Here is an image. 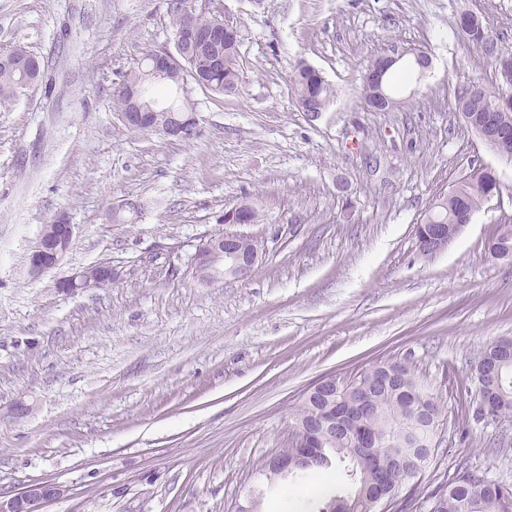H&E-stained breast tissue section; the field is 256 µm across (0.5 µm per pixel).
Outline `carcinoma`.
Returning a JSON list of instances; mask_svg holds the SVG:
<instances>
[{
    "label": "carcinoma",
    "instance_id": "1",
    "mask_svg": "<svg viewBox=\"0 0 512 512\" xmlns=\"http://www.w3.org/2000/svg\"><path fill=\"white\" fill-rule=\"evenodd\" d=\"M195 23L201 28L224 24L230 30L237 26L224 19L222 0H208L206 9L195 15ZM182 28L180 14H175L172 23V41L176 56L175 74L159 79L150 72L154 52L149 51L123 76L122 83L113 99L115 108L124 113L130 102L137 110L153 113L152 132L162 134L158 126L171 118H184L194 112V102L189 90L178 87V75L186 76L189 82L215 95H235L242 84V69L239 63V40L227 36L221 47L224 63L216 67L209 54L196 50L179 38ZM463 36L493 57L496 71H501L504 62L512 65V47L498 45V39L478 24H471ZM430 60L422 50H410L407 55L388 59V54L379 55L364 76L365 104L372 112L385 111L404 104L392 95L395 85L406 82L412 71L423 76ZM42 72L38 59L21 47L0 53V105L11 102L18 93L41 81ZM474 82L458 85L455 91V110L472 112L493 119L502 127L512 126V80L499 79L496 85L479 84V91L472 92ZM291 86L298 106L308 107L313 112H323L333 100L334 92L321 72L300 62L291 75ZM495 187L493 175L483 166L472 168L446 192L432 200L420 220L422 224H462L482 206L485 196ZM491 249L512 252V225L501 224L491 239ZM498 364L499 379L487 384H475L467 379L468 389L481 394L482 389L491 388L494 393L492 416L512 420V339L495 341L483 346L474 358L472 368ZM394 373L393 381L372 392L368 410L359 418L356 433H368L380 443V453L373 463L385 483L398 493L400 482L398 463H414L412 450L401 447L405 427H411L421 440L436 438L441 409L436 398L416 378L404 363L387 364ZM379 366L373 365L350 381H341L336 400L348 399L362 382L373 380ZM331 412L323 398L303 396L296 410L294 425L304 424L309 431L319 432L322 415ZM353 435L323 436L314 439L307 447L306 456L313 458L306 471L321 470L331 465V456L340 461L352 462L346 472L353 490L345 495L329 499L319 512H369L371 488L366 475L355 462ZM409 512H512V485L490 480L477 471L462 466L457 478L446 485L433 489L422 502L413 499L407 502Z\"/></svg>",
    "mask_w": 512,
    "mask_h": 512
}]
</instances>
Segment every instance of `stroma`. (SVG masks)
<instances>
[{"label":"stroma","mask_w":512,"mask_h":512,"mask_svg":"<svg viewBox=\"0 0 512 512\" xmlns=\"http://www.w3.org/2000/svg\"><path fill=\"white\" fill-rule=\"evenodd\" d=\"M242 88L193 89L201 139L128 131L113 106L126 71L171 47L176 0H0V52L21 46L48 84L0 106V497L49 481L44 512H318L346 492L336 468L268 483L303 393L320 379L406 363L441 407L440 454L399 498L460 462L512 484V423H477L464 390L486 343L512 338V259L487 243L512 215V159L455 110L458 84L494 82L464 13L512 46V0H223ZM431 66L404 106L367 111L364 75L392 47ZM335 91L301 112L298 62ZM501 193L447 250L416 226L476 165ZM260 224H222L243 199ZM121 223H113V213ZM74 226L61 264L34 278L44 225ZM261 238L244 280L204 284L191 260L219 233ZM110 260L112 287L58 283Z\"/></svg>","instance_id":"stroma-1"}]
</instances>
